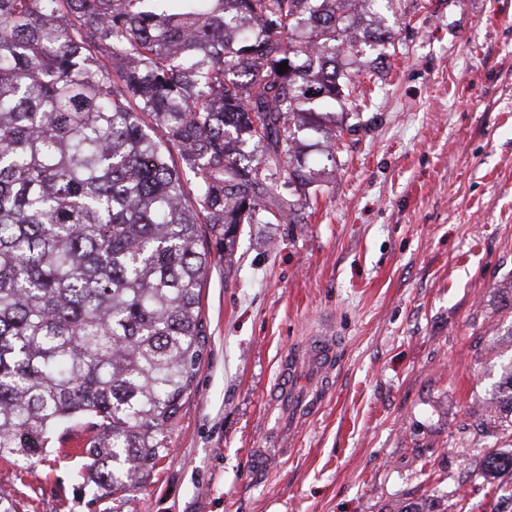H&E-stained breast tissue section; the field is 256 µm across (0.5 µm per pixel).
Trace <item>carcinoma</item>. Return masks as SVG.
Segmentation results:
<instances>
[{
	"instance_id": "cac0c4a2",
	"label": "carcinoma",
	"mask_w": 512,
	"mask_h": 512,
	"mask_svg": "<svg viewBox=\"0 0 512 512\" xmlns=\"http://www.w3.org/2000/svg\"><path fill=\"white\" fill-rule=\"evenodd\" d=\"M341 2L0 0V459L80 419L99 490L138 488L169 455L210 246L296 215L312 173H288L293 200L271 192L291 126L356 90L336 53L390 44ZM500 371L508 431L512 357ZM481 476L512 477V448Z\"/></svg>"
}]
</instances>
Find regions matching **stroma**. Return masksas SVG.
<instances>
[{
  "label": "stroma",
  "instance_id": "obj_1",
  "mask_svg": "<svg viewBox=\"0 0 512 512\" xmlns=\"http://www.w3.org/2000/svg\"><path fill=\"white\" fill-rule=\"evenodd\" d=\"M351 12L394 52L334 107L336 162L299 222L240 225L213 251L207 347L130 492L90 490V427L0 469L17 512H494L483 449L512 357V0H384ZM337 340L333 388L292 451L252 475L267 392L293 343Z\"/></svg>",
  "mask_w": 512,
  "mask_h": 512
}]
</instances>
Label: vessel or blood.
I'll use <instances>...</instances> for the list:
<instances>
[{
	"label": "vessel or blood",
	"mask_w": 512,
	"mask_h": 512,
	"mask_svg": "<svg viewBox=\"0 0 512 512\" xmlns=\"http://www.w3.org/2000/svg\"><path fill=\"white\" fill-rule=\"evenodd\" d=\"M335 352L336 344L332 337L317 336L282 358L270 397L276 406H287L290 430L301 428L321 407L331 381ZM303 374L311 378L312 384L308 391L302 393L298 384ZM271 442V447L254 450L251 458L254 470L269 467L274 456L287 455V443L281 433H273Z\"/></svg>",
	"instance_id": "b4317fda"
}]
</instances>
